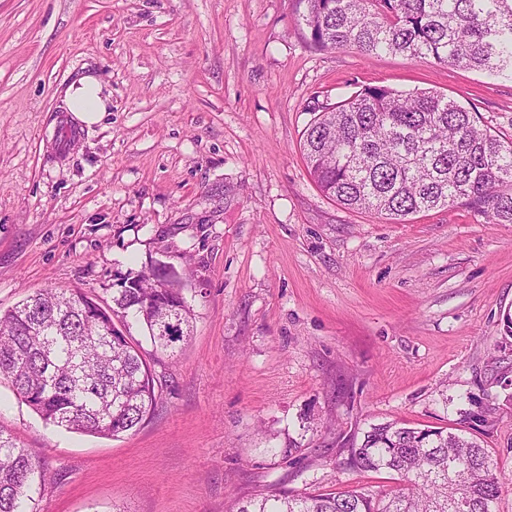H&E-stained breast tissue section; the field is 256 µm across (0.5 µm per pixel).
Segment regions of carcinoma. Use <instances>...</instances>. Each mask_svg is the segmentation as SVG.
Wrapping results in <instances>:
<instances>
[{
  "label": "carcinoma",
  "instance_id": "obj_1",
  "mask_svg": "<svg viewBox=\"0 0 512 512\" xmlns=\"http://www.w3.org/2000/svg\"><path fill=\"white\" fill-rule=\"evenodd\" d=\"M299 22L318 50L353 47L486 71L512 79V0H298ZM303 155L319 190L352 210L403 223L419 212L465 205L512 224V139L432 91L365 87L327 107L305 132ZM133 288L102 307L79 289L38 291L0 313V380L45 422L117 437L157 405L140 343L112 316H133L152 347L172 356L191 335L181 279L141 269ZM349 464L394 472L379 500L357 491L259 494L232 512H494L500 485L488 449L440 428L374 425ZM37 454L0 430V512H27Z\"/></svg>",
  "mask_w": 512,
  "mask_h": 512
}]
</instances>
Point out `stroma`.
<instances>
[{"instance_id": "stroma-1", "label": "stroma", "mask_w": 512, "mask_h": 512, "mask_svg": "<svg viewBox=\"0 0 512 512\" xmlns=\"http://www.w3.org/2000/svg\"><path fill=\"white\" fill-rule=\"evenodd\" d=\"M297 0H0V310L129 271L190 267L193 332L143 353L157 406L105 438L45 423L0 381V427L41 459L30 512H233L356 490L370 427H443L497 466L512 512V224L459 205L397 224L345 208L302 154L368 86L444 94L512 137V80L431 57L316 50ZM112 104L60 141L68 86Z\"/></svg>"}]
</instances>
